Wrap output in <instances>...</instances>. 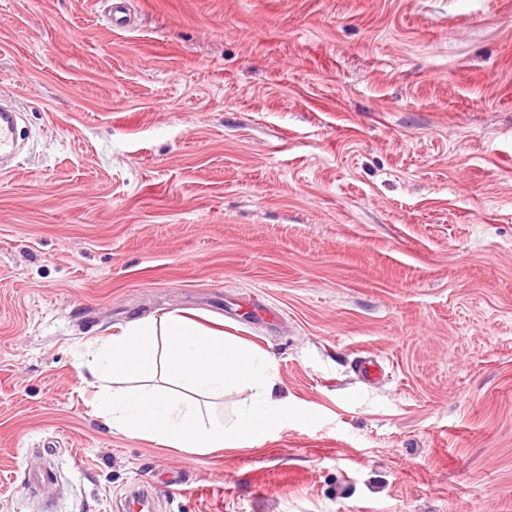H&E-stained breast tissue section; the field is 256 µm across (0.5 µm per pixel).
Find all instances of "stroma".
Wrapping results in <instances>:
<instances>
[{
	"instance_id": "35a3bbf8",
	"label": "stroma",
	"mask_w": 512,
	"mask_h": 512,
	"mask_svg": "<svg viewBox=\"0 0 512 512\" xmlns=\"http://www.w3.org/2000/svg\"><path fill=\"white\" fill-rule=\"evenodd\" d=\"M132 3L0 0V512H512V0ZM174 310L275 356L261 446L94 407ZM0 156H12L16 151L17 139L15 132V124L11 113L16 112L12 108L0 109Z\"/></svg>"
}]
</instances>
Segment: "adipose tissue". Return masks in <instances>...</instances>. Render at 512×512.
<instances>
[{"instance_id":"adipose-tissue-1","label":"adipose tissue","mask_w":512,"mask_h":512,"mask_svg":"<svg viewBox=\"0 0 512 512\" xmlns=\"http://www.w3.org/2000/svg\"><path fill=\"white\" fill-rule=\"evenodd\" d=\"M87 369L105 383L96 404L113 428L189 453L260 445L288 419L287 402L273 397L275 358L181 311L121 328ZM240 387L249 402L214 416L213 400Z\"/></svg>"}]
</instances>
